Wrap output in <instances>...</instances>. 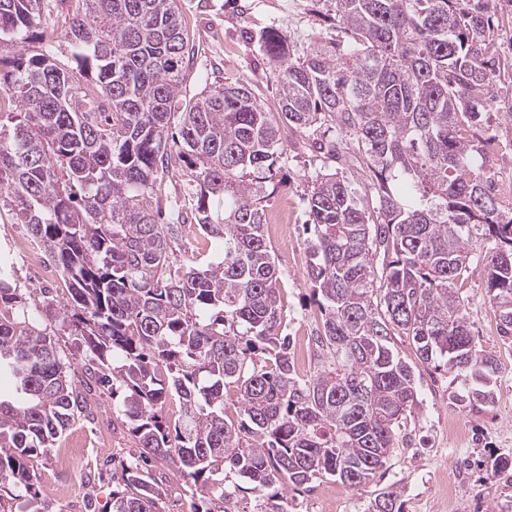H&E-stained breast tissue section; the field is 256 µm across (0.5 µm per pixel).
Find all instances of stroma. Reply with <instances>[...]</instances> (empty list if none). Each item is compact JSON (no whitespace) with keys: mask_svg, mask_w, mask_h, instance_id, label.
Wrapping results in <instances>:
<instances>
[{"mask_svg":"<svg viewBox=\"0 0 512 512\" xmlns=\"http://www.w3.org/2000/svg\"><path fill=\"white\" fill-rule=\"evenodd\" d=\"M182 20L195 47L193 66L183 86L185 97L206 83L242 81L252 85L267 111L278 109L277 84L263 54L260 36L270 28L287 31L295 55L313 42L343 43L347 37L330 20V0H178ZM498 53L507 65L494 86L488 108L490 131L496 136L493 155L496 178L512 181V126L502 112L512 109V0H494ZM314 145L296 144L283 135L274 166L278 186L266 193V210L287 205V240L268 237L279 276L283 323L295 348L312 351L317 330V306L305 282L306 198L319 167ZM10 197L0 194V254L13 265L17 287L34 291L28 305L40 328L57 346L69 374L88 387L89 417L77 419L69 435L85 440L70 469H59L54 455L35 459V489L41 512H112V492L119 489L123 468L135 462L139 449L112 393L96 384L86 368L90 355L82 336L47 308H62L68 292L64 280L38 281L13 248L26 239ZM470 302L476 341L492 353L499 370L493 379L494 401L479 410L450 405L459 389L446 368L415 366L419 404L403 420L397 444L385 466L368 484L350 488L335 479L316 476L307 485L289 488L288 512H366L381 492L395 493L401 512H512V339L497 332L495 313L484 296L481 271H474L464 289ZM163 487L162 512H196L205 499L201 490L185 485L169 464H151Z\"/></svg>","mask_w":512,"mask_h":512,"instance_id":"obj_1","label":"stroma"}]
</instances>
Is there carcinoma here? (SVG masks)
Segmentation results:
<instances>
[{
  "mask_svg": "<svg viewBox=\"0 0 512 512\" xmlns=\"http://www.w3.org/2000/svg\"><path fill=\"white\" fill-rule=\"evenodd\" d=\"M492 2L332 0L343 50L317 44L296 58L286 31L261 35L278 111L235 82L174 112L192 55L176 0H77L72 11L68 0H0L1 46L27 40L44 11L67 12L75 66L37 47L0 71V191L60 269L96 382L128 391L141 462L122 472L112 512H161L151 459L202 489L226 466L260 493L319 474L369 483L417 404L397 336L462 382L452 404L493 402L497 359L477 345L460 287L482 265L498 332L512 337V211L484 149L495 136L482 134L501 71ZM284 127L302 141L333 136L307 200L321 323L306 378L283 333L261 207ZM176 169L200 234L224 251L218 263L172 260L179 225L161 222L155 186ZM11 269L0 256V372L25 399L0 400V479L29 491L34 459L87 406L53 338L16 315ZM170 396L182 405L174 427L160 415ZM369 512H400L397 496Z\"/></svg>",
  "mask_w": 512,
  "mask_h": 512,
  "instance_id": "1",
  "label": "carcinoma"
}]
</instances>
